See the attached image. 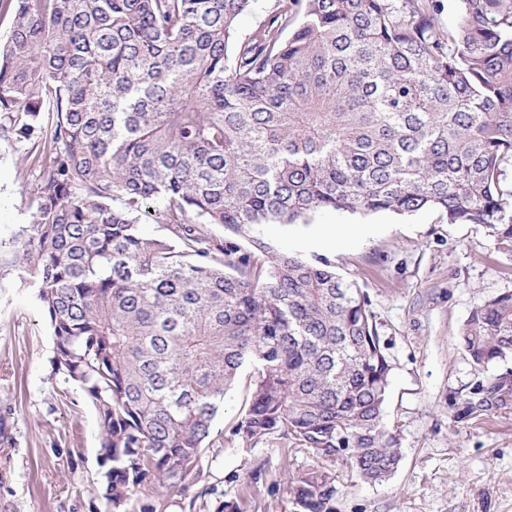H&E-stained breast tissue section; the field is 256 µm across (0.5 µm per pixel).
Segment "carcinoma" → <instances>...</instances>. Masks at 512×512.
Returning <instances> with one entry per match:
<instances>
[{"mask_svg":"<svg viewBox=\"0 0 512 512\" xmlns=\"http://www.w3.org/2000/svg\"><path fill=\"white\" fill-rule=\"evenodd\" d=\"M459 2L445 32L438 0H278L238 40L252 0H0V138H37L52 114L36 210L0 252L97 411L112 512H156L202 477L244 373L243 443L281 433L371 482L398 468L365 293L325 258L260 239L242 253L196 219L237 234L432 209L512 252V0ZM154 202L169 238L138 230ZM461 341L478 367L512 356V291L473 310ZM474 391L488 406L508 394ZM289 485L301 512H330L327 471Z\"/></svg>","mask_w":512,"mask_h":512,"instance_id":"obj_1","label":"carcinoma"}]
</instances>
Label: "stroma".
I'll use <instances>...</instances> for the list:
<instances>
[{
  "label": "stroma",
  "mask_w": 512,
  "mask_h": 512,
  "mask_svg": "<svg viewBox=\"0 0 512 512\" xmlns=\"http://www.w3.org/2000/svg\"><path fill=\"white\" fill-rule=\"evenodd\" d=\"M41 170L31 143L0 140V240L28 223ZM359 224L358 237L330 226ZM234 237L272 250L328 259L367 294L392 364L383 425L401 450L397 471L367 482L337 456L332 512H512V397L481 408L476 382L512 381V357L474 366L458 336L471 311L512 290V253L498 251L481 224H451L434 210L399 215L320 211L299 224L252 225ZM54 336L35 288L0 273V512H107L101 496L102 435L79 382L57 372ZM246 398L236 384L215 418L203 476L186 493L156 501L157 512H298L289 474L315 467L306 448L274 436L249 446L230 433ZM258 479H250V472Z\"/></svg>",
  "instance_id": "stroma-1"
}]
</instances>
